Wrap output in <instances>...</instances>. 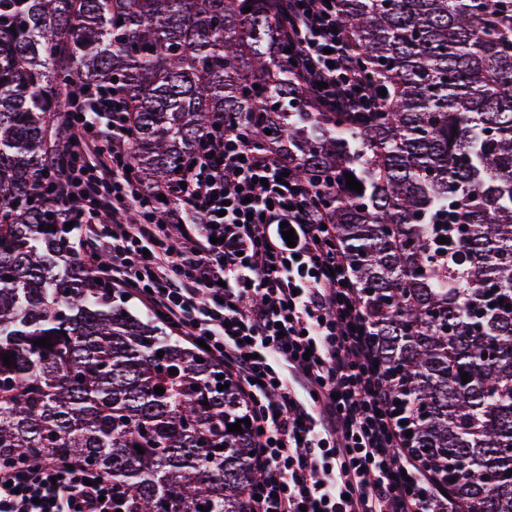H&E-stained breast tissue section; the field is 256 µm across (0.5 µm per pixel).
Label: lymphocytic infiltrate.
Returning <instances> with one entry per match:
<instances>
[{
	"label": "lymphocytic infiltrate",
	"mask_w": 512,
	"mask_h": 512,
	"mask_svg": "<svg viewBox=\"0 0 512 512\" xmlns=\"http://www.w3.org/2000/svg\"><path fill=\"white\" fill-rule=\"evenodd\" d=\"M279 6L310 97L358 117L377 111L337 0ZM90 106L81 100L64 113L72 165L60 185L39 192L53 203L77 196L65 221L102 227L91 264L190 342L207 340L235 381L264 474L250 512H459L403 444L321 190L218 120L202 133L182 186L157 205L127 171L134 130L121 98L104 128L90 126ZM127 208L137 221L119 218ZM111 495L109 479L66 456L0 465V512H112Z\"/></svg>",
	"instance_id": "lymphocytic-infiltrate-1"
}]
</instances>
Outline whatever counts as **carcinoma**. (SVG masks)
I'll return each mask as SVG.
<instances>
[{
    "mask_svg": "<svg viewBox=\"0 0 512 512\" xmlns=\"http://www.w3.org/2000/svg\"><path fill=\"white\" fill-rule=\"evenodd\" d=\"M338 18L387 92L359 122L309 97L275 0H0V462L71 456L121 512H249L261 481L250 428L228 431L236 383L132 312L36 199L67 163L70 95L111 84L143 193L224 116L322 190L407 447L463 512H512V0H339Z\"/></svg>",
    "mask_w": 512,
    "mask_h": 512,
    "instance_id": "1",
    "label": "carcinoma"
}]
</instances>
